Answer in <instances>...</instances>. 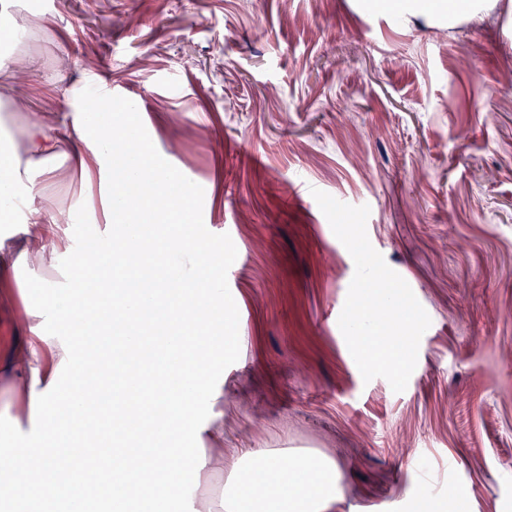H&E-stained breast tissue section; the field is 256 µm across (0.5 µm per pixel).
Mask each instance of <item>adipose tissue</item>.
Instances as JSON below:
<instances>
[{"label": "adipose tissue", "instance_id": "1", "mask_svg": "<svg viewBox=\"0 0 512 512\" xmlns=\"http://www.w3.org/2000/svg\"><path fill=\"white\" fill-rule=\"evenodd\" d=\"M433 6L454 27L494 10L497 0H399L407 12ZM98 109L106 117L93 124L87 105H80L81 119L62 138L35 119L28 152L38 162L68 142L72 168H96L116 182L104 201L107 232L96 240L101 263L111 262L116 238L131 253L158 245L163 252L157 269L122 294L123 339L100 363L101 372H121L118 384L82 385L86 331H56L57 324L76 323L82 304L96 305L111 320V292L91 283L77 290L50 284L38 307L14 313V337L0 347V379L12 396L0 406V422L23 415L28 428L0 442V457L10 462L0 472V512H30L34 502L44 512H329L337 491L333 461L248 451L228 469L223 449L206 447V436L224 425L215 404L234 347L224 334L218 264L204 259L206 241L172 223L181 195L143 143L136 154L153 176L150 218L131 225L122 219L130 172L127 162L114 160L111 102H99ZM0 194L24 202L20 258L42 269L58 252L56 231L67 213L52 209L42 183L22 182L7 169L0 171ZM109 438L135 447L136 465H127L122 453L104 454ZM174 457L182 459L181 469L168 468Z\"/></svg>", "mask_w": 512, "mask_h": 512}]
</instances>
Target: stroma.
<instances>
[{"instance_id":"obj_1","label":"stroma","mask_w":512,"mask_h":512,"mask_svg":"<svg viewBox=\"0 0 512 512\" xmlns=\"http://www.w3.org/2000/svg\"><path fill=\"white\" fill-rule=\"evenodd\" d=\"M24 34L27 80L0 57L10 160L76 238L100 179L34 163V117L71 126L108 75L112 120L186 185L221 254L224 432L247 450L323 453L330 512H413L414 500L512 512V0L449 27L361 0H0ZM190 69H183L184 59ZM368 205L367 234L431 319L405 391L364 381L338 325L354 262L313 198ZM65 254L19 268L8 316Z\"/></svg>"}]
</instances>
